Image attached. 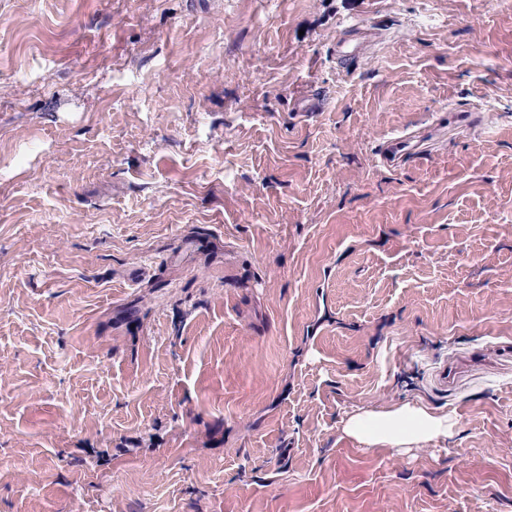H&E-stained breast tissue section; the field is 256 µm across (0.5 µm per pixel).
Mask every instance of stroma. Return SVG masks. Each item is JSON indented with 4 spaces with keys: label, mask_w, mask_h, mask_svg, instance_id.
Instances as JSON below:
<instances>
[{
    "label": "stroma",
    "mask_w": 512,
    "mask_h": 512,
    "mask_svg": "<svg viewBox=\"0 0 512 512\" xmlns=\"http://www.w3.org/2000/svg\"><path fill=\"white\" fill-rule=\"evenodd\" d=\"M0 512H512V0H0ZM456 422L448 413L404 403L384 411H359L344 422V431L369 447L409 448L446 439Z\"/></svg>",
    "instance_id": "obj_1"
}]
</instances>
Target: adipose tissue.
I'll list each match as a JSON object with an SVG mask.
<instances>
[{"label":"adipose tissue","mask_w":512,"mask_h":512,"mask_svg":"<svg viewBox=\"0 0 512 512\" xmlns=\"http://www.w3.org/2000/svg\"><path fill=\"white\" fill-rule=\"evenodd\" d=\"M455 426L446 413L404 403L384 411L354 413L346 419L344 431L370 448H409L448 438Z\"/></svg>","instance_id":"1"}]
</instances>
